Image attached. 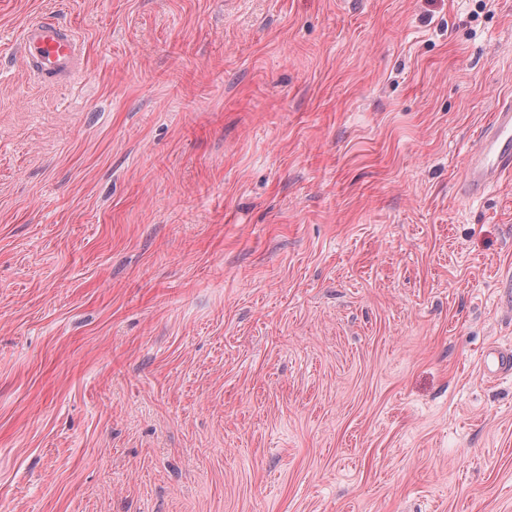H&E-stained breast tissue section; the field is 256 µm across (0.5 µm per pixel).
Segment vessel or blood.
<instances>
[{"label":"vessel or blood","instance_id":"obj_1","mask_svg":"<svg viewBox=\"0 0 512 512\" xmlns=\"http://www.w3.org/2000/svg\"><path fill=\"white\" fill-rule=\"evenodd\" d=\"M25 67L43 83L55 85L73 78L81 67L82 44L75 32L46 19L29 25L22 36ZM512 175V101L497 105L467 149L465 176L459 186L474 200ZM489 375L512 374V351L489 348L484 353Z\"/></svg>","mask_w":512,"mask_h":512}]
</instances>
